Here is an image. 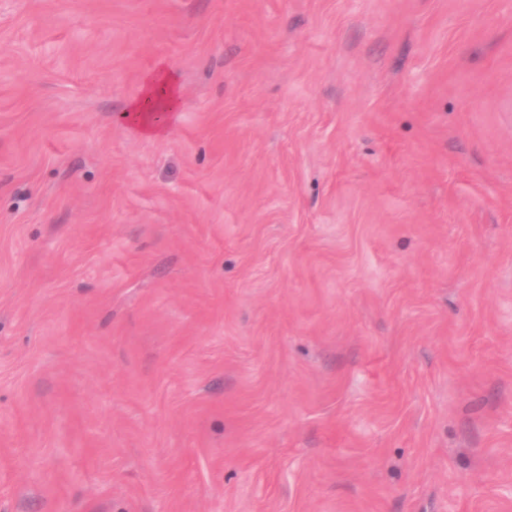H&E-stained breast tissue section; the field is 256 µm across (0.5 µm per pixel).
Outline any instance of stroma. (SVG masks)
Listing matches in <instances>:
<instances>
[{"mask_svg":"<svg viewBox=\"0 0 512 512\" xmlns=\"http://www.w3.org/2000/svg\"><path fill=\"white\" fill-rule=\"evenodd\" d=\"M0 512H512V0H0Z\"/></svg>","mask_w":512,"mask_h":512,"instance_id":"stroma-1","label":"stroma"}]
</instances>
